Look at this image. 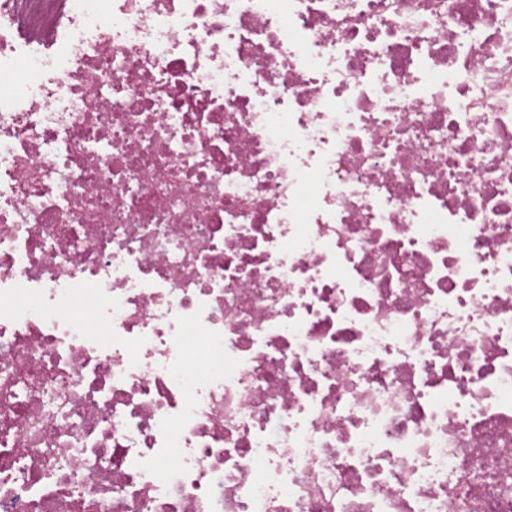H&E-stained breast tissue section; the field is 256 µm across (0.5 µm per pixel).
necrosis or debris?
Instances as JSON below:
<instances>
[{
    "label": "necrosis or debris",
    "instance_id": "necrosis-or-debris-1",
    "mask_svg": "<svg viewBox=\"0 0 512 512\" xmlns=\"http://www.w3.org/2000/svg\"><path fill=\"white\" fill-rule=\"evenodd\" d=\"M0 77V512H512V0H0Z\"/></svg>",
    "mask_w": 512,
    "mask_h": 512
}]
</instances>
